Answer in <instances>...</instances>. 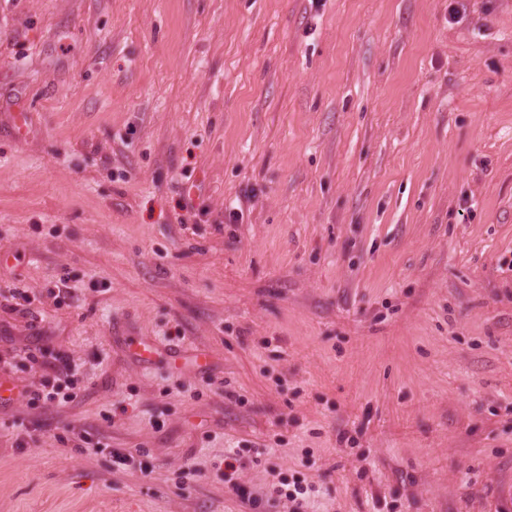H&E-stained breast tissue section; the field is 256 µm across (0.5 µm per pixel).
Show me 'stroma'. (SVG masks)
Returning <instances> with one entry per match:
<instances>
[{"label":"stroma","instance_id":"1","mask_svg":"<svg viewBox=\"0 0 512 512\" xmlns=\"http://www.w3.org/2000/svg\"><path fill=\"white\" fill-rule=\"evenodd\" d=\"M0 284V512H512V0H0ZM50 368L54 377L43 383V390L31 391L27 387L19 390V396L27 400L29 407L37 406L40 401H56L62 405L77 399L83 382L79 377L80 365L68 353L60 351L55 354Z\"/></svg>","mask_w":512,"mask_h":512}]
</instances>
